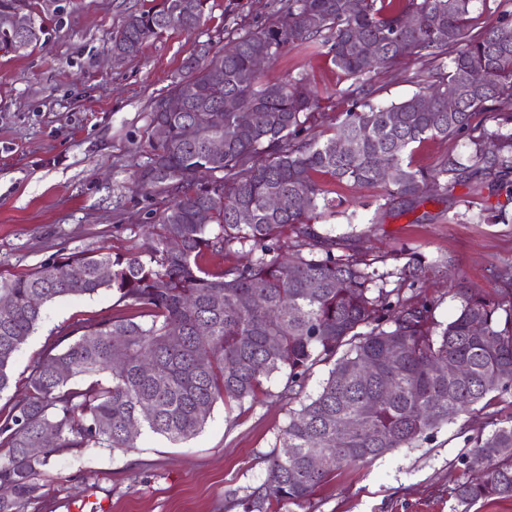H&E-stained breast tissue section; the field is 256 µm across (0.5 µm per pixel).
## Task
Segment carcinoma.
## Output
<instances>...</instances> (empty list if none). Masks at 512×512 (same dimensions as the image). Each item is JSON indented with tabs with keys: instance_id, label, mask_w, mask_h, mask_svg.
Wrapping results in <instances>:
<instances>
[{
	"instance_id": "obj_1",
	"label": "carcinoma",
	"mask_w": 512,
	"mask_h": 512,
	"mask_svg": "<svg viewBox=\"0 0 512 512\" xmlns=\"http://www.w3.org/2000/svg\"><path fill=\"white\" fill-rule=\"evenodd\" d=\"M477 1L487 16L481 27ZM16 2L0 0L1 51L40 41L42 28L30 15L29 27H9ZM209 9L210 0H156L113 33L112 52L135 56L147 38L172 27L192 34ZM411 15L421 19L412 29L404 25ZM287 46L326 56L356 83L326 139L316 131L325 116L321 99L305 77L264 85L252 72L255 56L273 60ZM410 57L434 63L432 80L398 103H374L372 74ZM469 72L483 74L481 83L464 82ZM228 99L251 116L245 139L237 113L224 111ZM478 118L494 128L476 130ZM159 123L167 140L149 141L137 178L151 192L178 195L155 211L148 246L79 251L0 275V298L12 304L0 313V393L11 387L15 357L45 304L110 290L116 305L136 310L73 330L63 347L34 363L25 391L0 410V488L8 489L0 512H26L39 500L34 476L54 458L85 448L129 451L144 431L188 441L217 400L254 402L276 374L286 377L280 397L299 407L289 409L278 435L282 452L272 456L262 489L240 501L243 512L306 504L344 468L426 441L512 389V308L502 315L500 303L459 288L458 312L442 326L427 299L375 287L369 261L335 254L351 250L348 240L322 237L311 224L335 207L321 176L381 182L387 201L412 209L458 185L512 195V0H288L284 20L245 32L226 50L199 44L155 101L149 126ZM194 126L224 136V155L191 134ZM433 138L468 139L467 162L450 154L433 168L414 166L412 145ZM204 171L210 179L201 183L196 176ZM272 196L277 209L268 206ZM173 241L180 246L170 247ZM236 245L246 262L201 263L206 255L225 258ZM103 266L112 268L108 280L99 276ZM429 269L412 252L399 279L413 286ZM395 348L399 355L386 359ZM146 360L150 373L142 370ZM448 361L466 364V377L442 374ZM320 363L331 365L328 377L303 400ZM465 444L455 512L512 498V419Z\"/></svg>"
}]
</instances>
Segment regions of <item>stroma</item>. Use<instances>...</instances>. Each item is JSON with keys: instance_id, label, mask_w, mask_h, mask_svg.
Segmentation results:
<instances>
[{"instance_id": "1", "label": "stroma", "mask_w": 512, "mask_h": 512, "mask_svg": "<svg viewBox=\"0 0 512 512\" xmlns=\"http://www.w3.org/2000/svg\"><path fill=\"white\" fill-rule=\"evenodd\" d=\"M43 20L40 43L22 53L0 52V273L26 272L62 254L104 248L113 252L146 245V229L162 197L145 192L136 172L145 160L150 112L182 72L198 43L221 48L245 31L267 26L286 0H211L204 25L189 34L172 29L149 38L137 56L114 58L112 34L151 0H27ZM407 59L378 70L375 103L403 100L418 89L412 77L426 70ZM304 74L328 116L345 111L350 79L326 57L284 49L260 71L261 83ZM343 202L342 213L320 219L319 233L355 238L372 260L378 283L397 287L403 253L425 255L437 270L420 292L435 320L452 319L455 291L477 288L503 307L512 292L498 270L512 267V223H476L466 212L506 209L512 201L489 191L456 187L400 213L383 209L381 186L324 181ZM116 298L102 290L47 304L37 330L12 366V390H24L34 362L80 325L116 314ZM277 375L256 402L216 403L204 430L173 443L142 434L127 452L87 448L56 459L37 481L45 496L28 512H242L239 501L266 480L269 457L288 422ZM512 418V390L483 412L458 419L415 448H401L365 465L348 467L324 484L310 503L283 512H453L451 490L460 479L468 436L491 422Z\"/></svg>"}]
</instances>
